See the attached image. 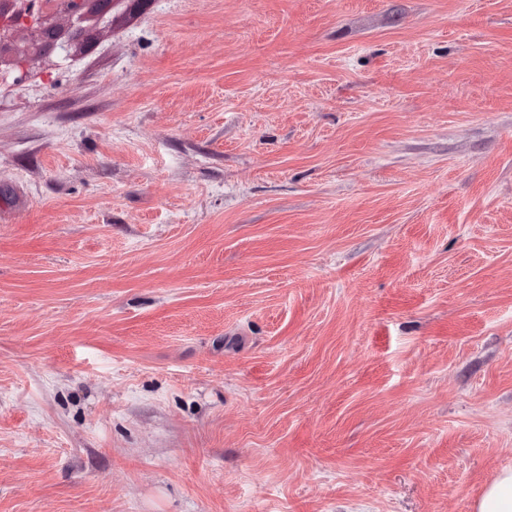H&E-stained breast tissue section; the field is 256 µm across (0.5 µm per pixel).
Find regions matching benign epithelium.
Here are the masks:
<instances>
[{"mask_svg":"<svg viewBox=\"0 0 512 512\" xmlns=\"http://www.w3.org/2000/svg\"><path fill=\"white\" fill-rule=\"evenodd\" d=\"M107 0H0V71L24 69L32 57L46 51L66 52L81 36ZM75 23L68 32L48 23L55 12Z\"/></svg>","mask_w":512,"mask_h":512,"instance_id":"obj_1","label":"benign epithelium"}]
</instances>
